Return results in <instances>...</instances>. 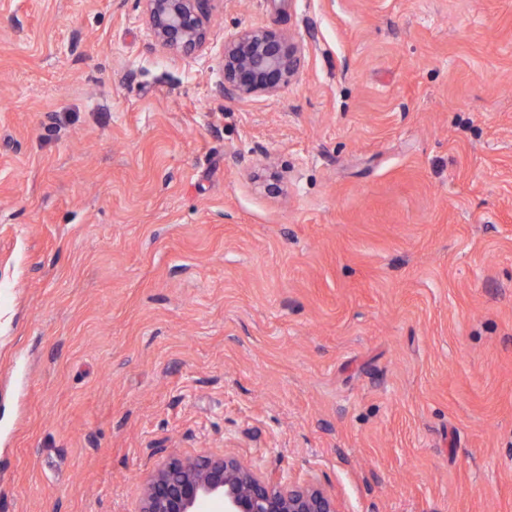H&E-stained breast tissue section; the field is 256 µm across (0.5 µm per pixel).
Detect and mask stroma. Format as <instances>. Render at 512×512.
I'll return each mask as SVG.
<instances>
[{"mask_svg": "<svg viewBox=\"0 0 512 512\" xmlns=\"http://www.w3.org/2000/svg\"><path fill=\"white\" fill-rule=\"evenodd\" d=\"M0 0V512L152 451L337 512H512V0ZM285 31L276 95L219 50ZM210 0H143L155 42L163 49L192 53L207 40ZM301 60L300 49L285 33L246 30L224 43L223 94L239 98L276 94L297 73Z\"/></svg>", "mask_w": 512, "mask_h": 512, "instance_id": "obj_1", "label": "stroma"}]
</instances>
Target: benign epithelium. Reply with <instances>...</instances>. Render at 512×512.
I'll return each mask as SVG.
<instances>
[{"mask_svg": "<svg viewBox=\"0 0 512 512\" xmlns=\"http://www.w3.org/2000/svg\"><path fill=\"white\" fill-rule=\"evenodd\" d=\"M155 42L163 49L192 53L207 40L209 0H143ZM301 52L288 36L269 29L246 30L224 43L223 94L244 98L273 95L301 65ZM336 512L335 500L318 489H298L258 478L224 455L182 458L171 453L148 475L138 512Z\"/></svg>", "mask_w": 512, "mask_h": 512, "instance_id": "obj_1", "label": "benign epithelium"}]
</instances>
